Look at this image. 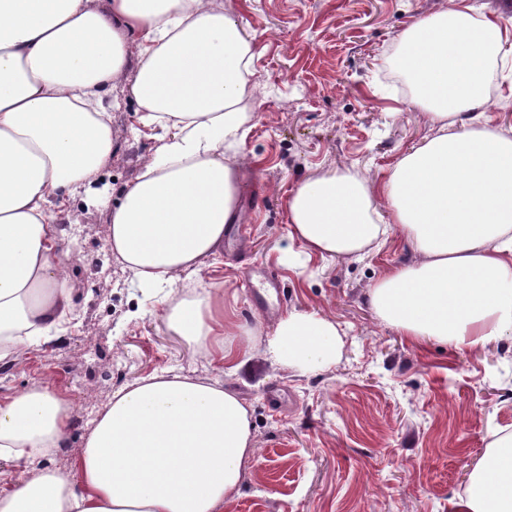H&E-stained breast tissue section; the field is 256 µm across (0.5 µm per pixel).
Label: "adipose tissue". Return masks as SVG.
I'll list each match as a JSON object with an SVG mask.
<instances>
[{"mask_svg": "<svg viewBox=\"0 0 512 512\" xmlns=\"http://www.w3.org/2000/svg\"><path fill=\"white\" fill-rule=\"evenodd\" d=\"M412 105L434 134L367 184L345 171L286 198L292 237L323 258L355 256L397 229L418 262L370 290L378 317L410 341L476 349L512 335V136L484 107L512 30L469 0L399 38ZM254 40L223 0H0V362L54 328L70 305L58 248V198L91 184L112 157L105 91L128 68L142 126L161 129L111 214L112 250L146 288L221 255L238 211V149ZM210 363L237 369L253 332L224 318L204 286L165 310ZM336 325L281 317L265 345L306 373L335 362ZM70 404L37 386L0 402V456L35 466L62 447ZM253 451L249 411L219 381L152 374L117 390L69 472L36 468L0 488V512H223ZM454 512H512V433L474 465Z\"/></svg>", "mask_w": 512, "mask_h": 512, "instance_id": "adipose-tissue-1", "label": "adipose tissue"}]
</instances>
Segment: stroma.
<instances>
[{"label": "stroma", "instance_id": "stroma-1", "mask_svg": "<svg viewBox=\"0 0 512 512\" xmlns=\"http://www.w3.org/2000/svg\"><path fill=\"white\" fill-rule=\"evenodd\" d=\"M452 0H224L254 37V111L239 149L247 165L241 218L223 257L182 276L175 294L139 287L112 251L111 211L159 142L139 127L126 82L108 100L115 147L98 179L66 198L59 223L68 251L71 308L59 332L0 362V399L50 386L71 406L62 448L37 459L69 471L115 390L164 371L219 380L247 404L253 453L224 512H452L472 464L496 432H512V337L478 350L414 344L384 324L369 290L386 270L415 261L398 233L364 259L307 258L290 236L285 201L303 180L352 170L368 183L430 135L395 59L399 36ZM485 106L512 130V69L497 73ZM277 281L256 308L251 272ZM222 285L224 314L254 331L245 364L206 362L164 316L194 288ZM293 309L330 318L334 364L306 375L268 361L264 345Z\"/></svg>", "mask_w": 512, "mask_h": 512}]
</instances>
